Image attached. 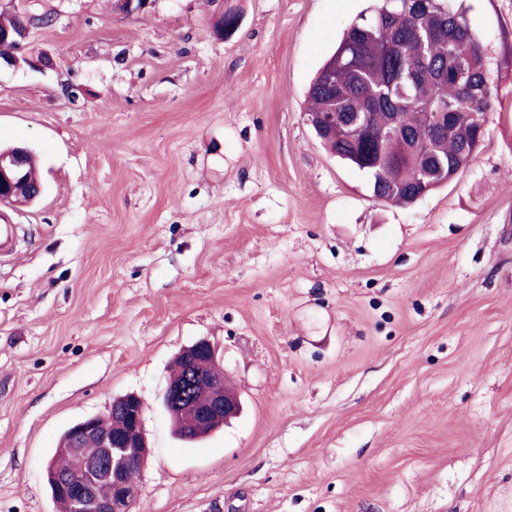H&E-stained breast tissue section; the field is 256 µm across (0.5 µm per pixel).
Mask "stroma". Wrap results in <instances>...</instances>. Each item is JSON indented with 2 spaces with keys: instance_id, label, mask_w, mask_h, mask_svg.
Returning a JSON list of instances; mask_svg holds the SVG:
<instances>
[{
  "instance_id": "1",
  "label": "stroma",
  "mask_w": 512,
  "mask_h": 512,
  "mask_svg": "<svg viewBox=\"0 0 512 512\" xmlns=\"http://www.w3.org/2000/svg\"><path fill=\"white\" fill-rule=\"evenodd\" d=\"M370 4L35 0L37 66L0 67V143L45 185L0 208V512H57L60 435L130 392L135 512H512V0H464L498 99L406 207L305 115ZM200 339L244 409L188 445L160 393Z\"/></svg>"
}]
</instances>
